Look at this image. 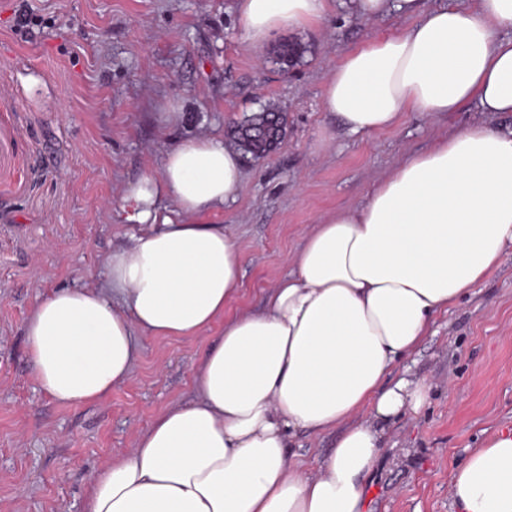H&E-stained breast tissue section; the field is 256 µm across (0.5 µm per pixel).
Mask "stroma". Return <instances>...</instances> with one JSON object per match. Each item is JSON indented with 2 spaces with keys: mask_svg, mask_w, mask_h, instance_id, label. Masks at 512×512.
I'll list each match as a JSON object with an SVG mask.
<instances>
[{
  "mask_svg": "<svg viewBox=\"0 0 512 512\" xmlns=\"http://www.w3.org/2000/svg\"><path fill=\"white\" fill-rule=\"evenodd\" d=\"M416 15H357L332 0L324 23L243 42L236 0H15L0 13V512H84L106 462L131 453L168 408L192 401L194 372L223 321L189 339L146 336L131 374L103 400L61 405L36 384L26 321L51 291L99 287L105 259L135 225L120 210L145 174L189 137L238 140L245 117L271 109L284 134L243 154L235 201L207 215L242 258L225 319L259 310L294 269L302 240L329 210L365 202L400 160L474 125L512 129L478 102L443 116L407 112L392 128L352 134L323 107L325 80L349 52L401 32ZM301 56L279 59L283 45ZM183 120L165 126L161 103ZM431 387L398 418L365 480L369 512H452L451 475L470 449L512 423V253L439 313L404 362ZM337 432L298 434L314 473Z\"/></svg>",
  "mask_w": 512,
  "mask_h": 512,
  "instance_id": "1",
  "label": "stroma"
}]
</instances>
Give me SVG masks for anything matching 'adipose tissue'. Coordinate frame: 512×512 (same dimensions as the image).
<instances>
[{
    "label": "adipose tissue",
    "instance_id": "obj_1",
    "mask_svg": "<svg viewBox=\"0 0 512 512\" xmlns=\"http://www.w3.org/2000/svg\"><path fill=\"white\" fill-rule=\"evenodd\" d=\"M328 11V0L236 2L253 47ZM508 29L512 0L429 10L338 62L324 109L352 134L473 100L512 113ZM242 181L223 136L183 140L125 196L139 230L109 254L102 286L50 292L27 319L35 380L62 405L109 395L142 334L189 338L224 323L195 374L196 399L158 416L132 453L96 474L85 512H367L365 480L387 424L418 413L430 390L393 371L512 249V131L475 125L408 156L363 205L324 215L263 309L228 320L241 255L201 217L235 199ZM364 410L369 419L356 421ZM333 430L316 473L301 472L295 435ZM450 497L455 512H512V427L470 451Z\"/></svg>",
    "mask_w": 512,
    "mask_h": 512
}]
</instances>
